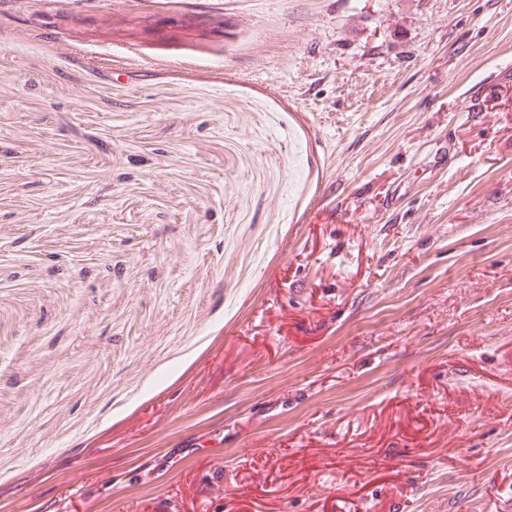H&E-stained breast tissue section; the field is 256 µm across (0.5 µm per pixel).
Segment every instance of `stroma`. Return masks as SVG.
<instances>
[{
    "instance_id": "35a3bbf8",
    "label": "stroma",
    "mask_w": 512,
    "mask_h": 512,
    "mask_svg": "<svg viewBox=\"0 0 512 512\" xmlns=\"http://www.w3.org/2000/svg\"><path fill=\"white\" fill-rule=\"evenodd\" d=\"M215 485L512 512V0H0V512Z\"/></svg>"
}]
</instances>
